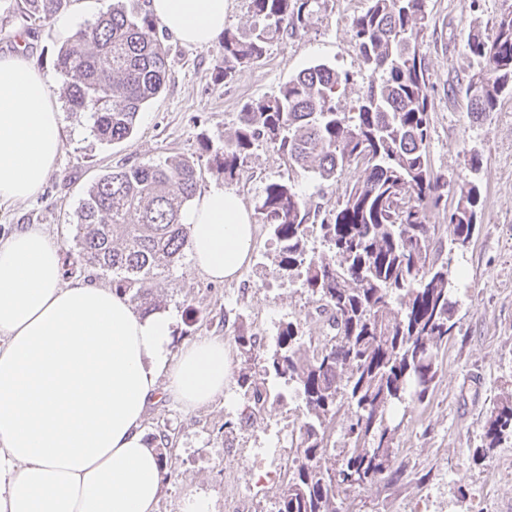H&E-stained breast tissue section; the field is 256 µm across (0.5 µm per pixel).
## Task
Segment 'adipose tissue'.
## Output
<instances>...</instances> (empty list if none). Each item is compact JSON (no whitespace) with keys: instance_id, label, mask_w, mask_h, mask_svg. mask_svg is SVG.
I'll return each mask as SVG.
<instances>
[{"instance_id":"adipose-tissue-1","label":"adipose tissue","mask_w":512,"mask_h":512,"mask_svg":"<svg viewBox=\"0 0 512 512\" xmlns=\"http://www.w3.org/2000/svg\"><path fill=\"white\" fill-rule=\"evenodd\" d=\"M228 0H149L181 43L210 45ZM49 80L0 54V204L36 195L62 148ZM193 269L235 279L256 226L213 188L181 214ZM171 311L141 314L106 286L64 281L59 244L32 225L0 238V512H157L165 461L144 435L150 404L191 413L223 397V338L174 346Z\"/></svg>"}]
</instances>
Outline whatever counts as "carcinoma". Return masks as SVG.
I'll return each mask as SVG.
<instances>
[{
    "label": "carcinoma",
    "instance_id": "obj_1",
    "mask_svg": "<svg viewBox=\"0 0 512 512\" xmlns=\"http://www.w3.org/2000/svg\"><path fill=\"white\" fill-rule=\"evenodd\" d=\"M23 21L49 22L68 0H19ZM317 0H251L265 25L247 39L224 31V81L259 60L272 33L305 27ZM427 0H370L354 20L357 47L372 80L358 112L339 109L336 93L349 77L320 63L303 69L277 94L250 103L240 127L223 145L209 147L210 170L234 177L254 142L263 140L291 168L317 164L323 180L347 168L367 175L345 187L342 201L318 229L327 245L307 254L310 211L285 181H272L257 207L278 246V265L296 274L315 298L330 328L320 346L306 345L300 327L287 323L275 349L264 354L253 333L238 328L234 343L244 361L292 383L301 400L294 466L282 483L276 512H341L337 497L393 472L394 432L389 420L400 405L423 402L439 371V351L455 328L448 263H437L431 243L444 183L430 164L429 78L420 44L428 28ZM150 13L128 14L109 5L61 45L57 69L67 78L71 109L86 112L102 142L128 139L139 112L163 89L167 52ZM476 69L462 87L469 112L487 119L512 97V5L492 33L467 40ZM201 177L194 160L176 157L115 169L90 186L77 212L73 242L83 260L112 274V289L143 313L154 310L153 288L190 246L183 207ZM482 212L476 181L460 179L456 201L444 213L453 241L465 247ZM243 396L260 410L266 390L242 373ZM351 409L341 464L326 459L336 447L332 424ZM512 432V396L493 407L489 446Z\"/></svg>",
    "mask_w": 512,
    "mask_h": 512
}]
</instances>
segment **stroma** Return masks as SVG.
Listing matches in <instances>:
<instances>
[{"mask_svg": "<svg viewBox=\"0 0 512 512\" xmlns=\"http://www.w3.org/2000/svg\"><path fill=\"white\" fill-rule=\"evenodd\" d=\"M368 5L369 0H319L303 29L273 36L267 53L229 84L217 78L224 69L219 45L190 48L167 38L163 92L140 112L133 135L113 144L99 141L86 115L72 111L63 94L56 55L65 37L57 23L26 24L17 13L0 8V54L14 51L17 30L26 29L27 57L47 75L64 121L55 169L35 199L0 206V237L27 224L42 225L62 247L66 279L111 285V274L85 265L72 242L87 189L125 164L191 157L202 172L198 192L220 187L237 193L257 233L250 263L238 280L209 281L192 269L187 257L157 280L156 300L176 316L175 343L204 336L228 339L240 325L273 338L290 321L299 322L306 336L319 338L322 317L310 294L280 270L256 205L268 182L286 180L308 208L328 213L347 184L364 178L363 167L324 181L310 170H289L262 143L251 149L237 178L227 181L212 173L201 145L217 146L233 138L245 104L275 94L291 77L318 63L349 74L338 105L354 112L370 73L359 56L353 21ZM505 7L504 0L427 2L429 27L420 52L430 82L432 168L445 180H456L465 174L470 153L478 152L482 217L463 250L453 244L448 223L438 224L436 255L450 264L459 302L456 328L439 354L432 396L410 405L395 434L397 474L354 489L345 502L347 512H512V438L491 448L484 436L493 406L512 394V97L480 121L469 114L461 93L474 65L467 49L470 29L476 25L492 32ZM242 369L241 357H234L231 402L218 399L191 414L168 403L149 407L146 438L161 427L174 436L157 512H182L192 495L206 498L210 512H226L254 482L261 485V498L252 512H273L281 489L279 467L273 460L256 464L254 451L276 434L298 433V404L289 399L288 385L266 375L257 362L249 371L272 398L262 413L242 415L237 380Z\"/></svg>", "mask_w": 512, "mask_h": 512, "instance_id": "1", "label": "stroma"}]
</instances>
